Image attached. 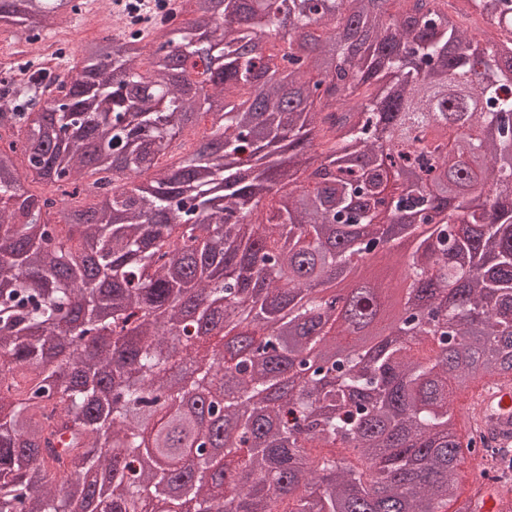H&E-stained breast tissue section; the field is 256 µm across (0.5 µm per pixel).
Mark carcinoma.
<instances>
[{
  "label": "carcinoma",
  "instance_id": "obj_1",
  "mask_svg": "<svg viewBox=\"0 0 512 512\" xmlns=\"http://www.w3.org/2000/svg\"><path fill=\"white\" fill-rule=\"evenodd\" d=\"M392 2L183 0L0 89V512H154L175 481L197 512L458 501L487 442L460 444L455 385L512 368V0H463L483 44L457 0ZM60 19L0 0L28 42ZM203 119L222 150L161 164ZM19 156L56 195L24 187ZM489 185L504 190L473 204ZM85 192L94 206L70 204ZM404 204L411 290L369 356L354 332L387 285L341 314L318 295L355 243L395 254L388 212ZM206 291L220 325L185 308ZM210 323L235 330L220 363ZM154 419L155 451L196 456L143 466ZM221 438L233 469L204 452Z\"/></svg>",
  "mask_w": 512,
  "mask_h": 512
}]
</instances>
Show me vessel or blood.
<instances>
[{"instance_id":"vessel-or-blood-1","label":"vessel or blood","mask_w":512,"mask_h":512,"mask_svg":"<svg viewBox=\"0 0 512 512\" xmlns=\"http://www.w3.org/2000/svg\"><path fill=\"white\" fill-rule=\"evenodd\" d=\"M469 428L492 444L512 446V380H488L475 387L464 401ZM461 512H512V493L484 479L475 480L457 502Z\"/></svg>"}]
</instances>
